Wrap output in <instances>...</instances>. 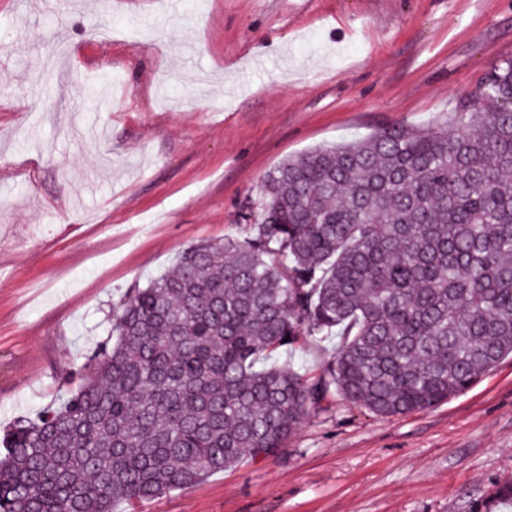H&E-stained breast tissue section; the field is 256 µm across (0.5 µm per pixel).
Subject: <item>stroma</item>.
Wrapping results in <instances>:
<instances>
[{"instance_id": "1", "label": "stroma", "mask_w": 512, "mask_h": 512, "mask_svg": "<svg viewBox=\"0 0 512 512\" xmlns=\"http://www.w3.org/2000/svg\"><path fill=\"white\" fill-rule=\"evenodd\" d=\"M512 56V0H0V435L186 247L242 236L289 157L445 124ZM98 133H68L86 111ZM337 338L281 361L319 376ZM512 480V356L435 407L328 396L277 455L114 512H475Z\"/></svg>"}]
</instances>
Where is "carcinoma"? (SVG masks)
I'll use <instances>...</instances> for the list:
<instances>
[{"label": "carcinoma", "mask_w": 512, "mask_h": 512, "mask_svg": "<svg viewBox=\"0 0 512 512\" xmlns=\"http://www.w3.org/2000/svg\"><path fill=\"white\" fill-rule=\"evenodd\" d=\"M250 235L188 246L112 306L114 344L0 456V512H113L276 455L333 392L434 407L512 353V58L451 124L389 125L285 160ZM342 329L311 380L276 362ZM512 504L494 486L478 512Z\"/></svg>", "instance_id": "cac0c4a2"}]
</instances>
